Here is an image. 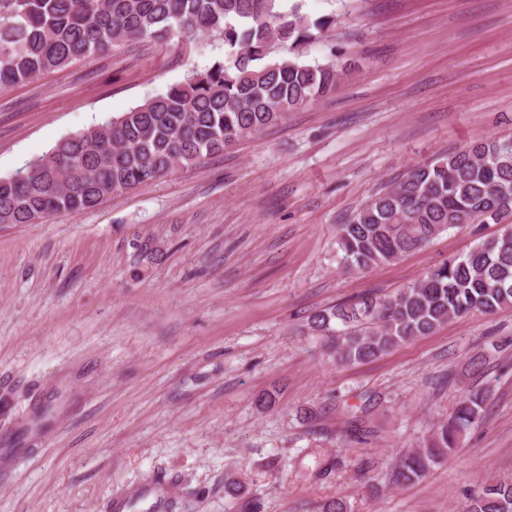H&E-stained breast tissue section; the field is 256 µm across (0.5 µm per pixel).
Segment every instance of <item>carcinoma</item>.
<instances>
[{"mask_svg":"<svg viewBox=\"0 0 512 512\" xmlns=\"http://www.w3.org/2000/svg\"><path fill=\"white\" fill-rule=\"evenodd\" d=\"M279 0H0V88L92 58L129 41L191 44L218 35L224 58L109 122L60 140L26 168L0 177V224L80 214L118 191L192 168L334 93V61L306 63L299 48L334 23L313 24ZM291 53L270 59L275 47ZM498 224L492 237L429 269L386 298L341 303L308 318L339 363L379 358L470 314L512 307V139L487 138L410 169L337 227L341 264L364 273L462 224ZM482 390L462 395L416 449L394 466L414 482L447 460L483 417ZM372 432L360 416L344 441ZM458 512H512V481L487 480Z\"/></svg>","mask_w":512,"mask_h":512,"instance_id":"obj_1","label":"carcinoma"}]
</instances>
